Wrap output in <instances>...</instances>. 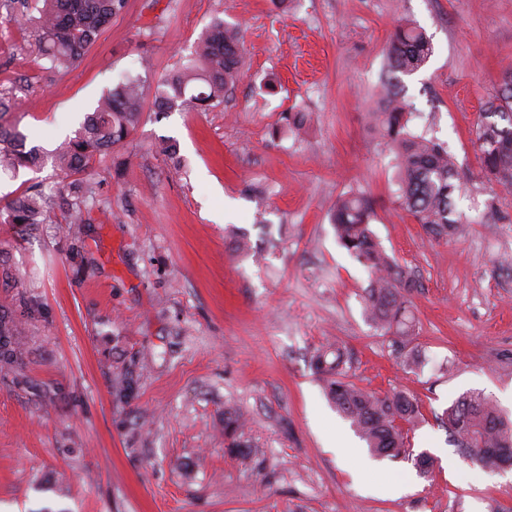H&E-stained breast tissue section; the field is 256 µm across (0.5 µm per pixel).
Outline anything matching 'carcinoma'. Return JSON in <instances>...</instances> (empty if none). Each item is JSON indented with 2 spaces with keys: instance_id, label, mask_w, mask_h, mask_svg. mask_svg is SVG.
I'll return each instance as SVG.
<instances>
[{
  "instance_id": "obj_1",
  "label": "carcinoma",
  "mask_w": 512,
  "mask_h": 512,
  "mask_svg": "<svg viewBox=\"0 0 512 512\" xmlns=\"http://www.w3.org/2000/svg\"><path fill=\"white\" fill-rule=\"evenodd\" d=\"M123 0H43L38 15L17 23L35 33L39 54L54 71H68L95 42L122 8ZM431 44L425 33L409 21L391 35L381 87L386 95L373 113L375 127L395 151L398 202L426 235L434 239L452 237L457 230L455 196L462 190L448 149L441 143L409 132L413 108L401 97V76L418 71L429 59ZM241 50L237 32L220 18L214 19L197 41L195 57L157 86L152 105L156 112L194 107L207 110L224 102V95L240 76ZM145 93L140 78H129L102 97L96 109L73 137L53 151L25 148V135L15 123H0V171L18 174L51 161L70 176H78L122 142L140 122ZM473 147L481 171L488 180L512 186V69L502 74L496 94L480 113ZM95 190L77 184L68 203V223L82 224L88 201ZM49 200L37 185H30L4 207V223L43 224ZM374 203L360 193L340 196L331 213L340 245L365 267L371 284L365 297V312L381 335L409 363L417 355L410 348L416 324L409 310L408 294L415 281L381 247L371 229ZM27 316L0 307V370L11 371L22 364L20 339ZM349 355L341 343L318 350L313 358L315 374L325 382V392L336 411L350 422L371 454L377 457H413L423 477L432 472L430 457L412 454L408 431L420 415L416 399L404 392L384 396L358 387L348 379ZM450 441L459 453L486 469L500 468L503 454L512 460V420L489 397L472 391L459 397L443 414ZM243 423L236 416L224 418L229 447L240 449Z\"/></svg>"
}]
</instances>
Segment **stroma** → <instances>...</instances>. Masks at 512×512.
<instances>
[{
	"instance_id": "stroma-1",
	"label": "stroma",
	"mask_w": 512,
	"mask_h": 512,
	"mask_svg": "<svg viewBox=\"0 0 512 512\" xmlns=\"http://www.w3.org/2000/svg\"><path fill=\"white\" fill-rule=\"evenodd\" d=\"M22 8L36 4L0 6V90L47 151L125 77L154 92L212 18L238 31L242 76L206 111L145 107L86 172L104 205L85 223H66L52 165L0 178V207L32 176L56 202L48 223H0V306L30 309L24 365L0 373V512H512V469H478L441 421L469 391L512 416V187L485 179L472 145L512 67V0H123L62 74L14 24ZM403 19L433 47L403 79L409 128L447 146L462 183L447 241L398 207L370 117ZM292 112L310 117L302 135ZM350 191L374 198V233L417 283L415 368L365 318L371 277L330 222ZM332 341L357 386L416 397L408 440L431 477L402 457L364 469L311 367ZM228 411L251 452L228 450Z\"/></svg>"
}]
</instances>
